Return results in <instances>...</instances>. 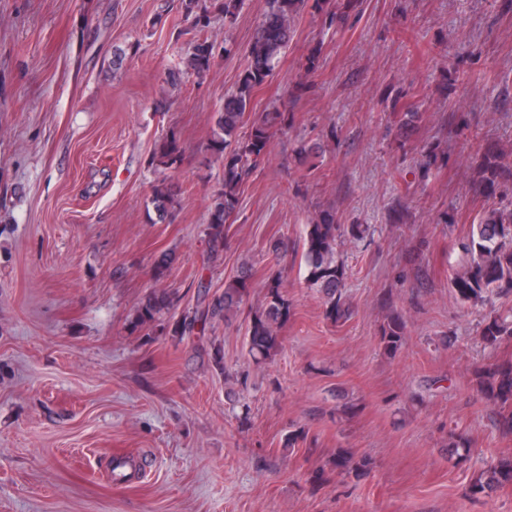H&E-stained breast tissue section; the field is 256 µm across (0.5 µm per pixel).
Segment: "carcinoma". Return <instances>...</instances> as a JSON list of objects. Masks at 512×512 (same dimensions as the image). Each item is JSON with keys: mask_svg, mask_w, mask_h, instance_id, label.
Wrapping results in <instances>:
<instances>
[{"mask_svg": "<svg viewBox=\"0 0 512 512\" xmlns=\"http://www.w3.org/2000/svg\"><path fill=\"white\" fill-rule=\"evenodd\" d=\"M323 10L322 0H267L256 35L247 51V63L236 88L224 96V107L218 113L211 140V149L223 161L224 183L210 197L208 206L207 238L210 254L215 255L224 246L225 225L238 206L239 193L255 169L265 160L271 138L285 126L288 117L283 112H263L256 117L249 132L240 136L243 119L254 91L271 76L275 62L288 46L295 16L307 4ZM243 5V0H181V10L187 26L183 33L192 35L183 58L186 70L201 76L207 73L221 48L208 36L212 14L232 25ZM158 163L170 168L181 161V151L175 137L165 140L154 153ZM503 153L488 148L475 166L476 183L491 194L499 182L512 178V169L502 163ZM151 204L159 219L168 216L176 204L175 192L165 181L154 186ZM365 229L358 224L348 227L337 222L336 214L324 210L313 223L307 225L303 243V258L307 268L306 282L322 297L324 316L333 324L348 321L351 304L342 287L346 278L345 266L338 257L343 237H362ZM461 269L454 273L450 286L463 304H486L500 296L512 295V207L493 208L485 213L480 223L471 227L466 241L460 244ZM251 273L247 268L224 281V291L216 298L208 292L197 300L196 309L185 312L165 326L170 336H189L195 325L202 327L219 320L227 321L241 310L250 295ZM263 305L257 309L248 328V354L257 362L270 359L280 346L278 332L290 316V302L283 294L280 277H269L265 285ZM175 308V299L168 292H152L141 300L134 330L153 325L165 312ZM406 335V323L399 315L388 316L380 329V343L388 354L396 353ZM485 341L494 345L512 338V314L498 315L483 329ZM476 389L484 397L503 409L500 423L512 432V362L495 363L475 374ZM468 440L452 432L448 437V456L462 460L467 457ZM332 468L338 474L367 473L371 460L355 459L346 448L336 450ZM512 486V461H502L480 472L470 491L477 495L494 486Z\"/></svg>", "mask_w": 512, "mask_h": 512, "instance_id": "obj_1", "label": "carcinoma"}]
</instances>
